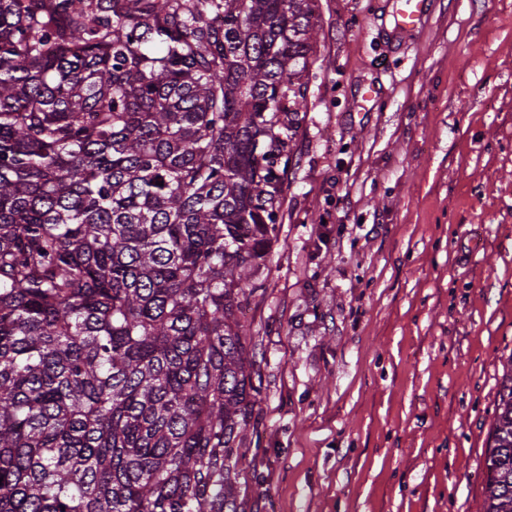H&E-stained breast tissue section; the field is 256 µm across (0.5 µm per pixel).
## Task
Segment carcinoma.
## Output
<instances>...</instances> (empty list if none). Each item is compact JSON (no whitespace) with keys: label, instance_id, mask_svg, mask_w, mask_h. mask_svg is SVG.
Instances as JSON below:
<instances>
[{"label":"carcinoma","instance_id":"carcinoma-1","mask_svg":"<svg viewBox=\"0 0 512 512\" xmlns=\"http://www.w3.org/2000/svg\"><path fill=\"white\" fill-rule=\"evenodd\" d=\"M316 0H0V512H240ZM483 512H512V353Z\"/></svg>","mask_w":512,"mask_h":512}]
</instances>
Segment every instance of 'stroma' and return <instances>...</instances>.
<instances>
[{
  "mask_svg": "<svg viewBox=\"0 0 512 512\" xmlns=\"http://www.w3.org/2000/svg\"><path fill=\"white\" fill-rule=\"evenodd\" d=\"M400 7L318 0L289 187L241 314L242 512H482L512 354V0H424L410 29Z\"/></svg>",
  "mask_w": 512,
  "mask_h": 512,
  "instance_id": "stroma-1",
  "label": "stroma"
}]
</instances>
